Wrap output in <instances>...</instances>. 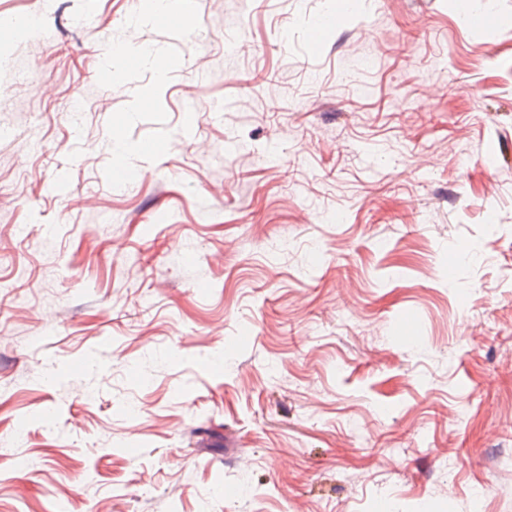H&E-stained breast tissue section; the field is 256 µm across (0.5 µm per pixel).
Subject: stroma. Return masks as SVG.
<instances>
[{
    "mask_svg": "<svg viewBox=\"0 0 512 512\" xmlns=\"http://www.w3.org/2000/svg\"><path fill=\"white\" fill-rule=\"evenodd\" d=\"M145 7L0 0V512H512V0Z\"/></svg>",
    "mask_w": 512,
    "mask_h": 512,
    "instance_id": "35a3bbf8",
    "label": "stroma"
}]
</instances>
